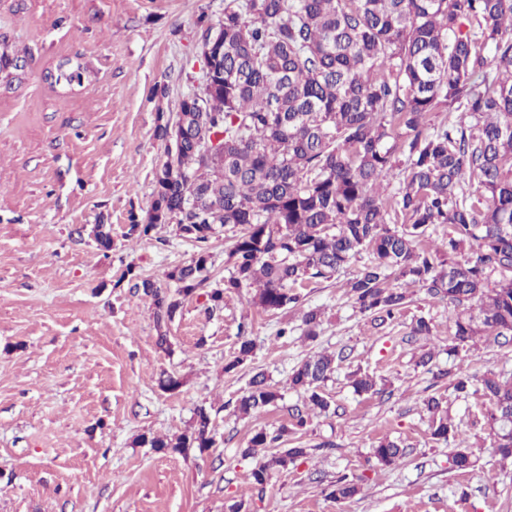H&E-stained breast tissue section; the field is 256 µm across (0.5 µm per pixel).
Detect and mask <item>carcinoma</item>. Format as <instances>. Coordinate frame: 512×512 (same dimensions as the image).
Listing matches in <instances>:
<instances>
[{"instance_id":"carcinoma-1","label":"carcinoma","mask_w":512,"mask_h":512,"mask_svg":"<svg viewBox=\"0 0 512 512\" xmlns=\"http://www.w3.org/2000/svg\"><path fill=\"white\" fill-rule=\"evenodd\" d=\"M212 49V75L184 97L176 120L157 113L155 137L165 143L155 189L144 215L130 214L128 235L148 236L175 224L199 251L167 273L174 293L142 279L155 307L160 347L163 328L182 299L203 288L206 244L215 226L236 227L224 288L205 292L207 310L224 294L257 288L265 311L294 309L296 286L332 281L353 261L369 258L342 283L352 306L382 326L412 302L407 287L448 304L452 356L491 340L512 346V0H227ZM448 113L433 126L429 116ZM180 131L176 151L167 146ZM222 134L223 150L202 153ZM402 176L392 195L383 182ZM441 225V246L423 245ZM100 249L112 248L109 224L95 226ZM323 311L302 316V335H319ZM240 337L224 365L230 372L251 356ZM346 360L319 352L295 366L289 385L303 392L290 426L261 429L242 450L275 448L248 474L263 486L273 469L288 470L307 455L281 447L287 432L306 430L331 410L323 387ZM457 397L480 396L483 418L501 459H512V374L477 377L455 365L433 373ZM359 396L385 393L386 383L351 373ZM279 393L255 374L236 411L256 417L277 405ZM431 436L455 440L457 430L435 395L423 400ZM140 444L158 452H204L214 444L209 412L200 407L185 433L144 434ZM405 456L397 441L373 448L382 466ZM477 458L458 444L452 466L467 471ZM359 480L342 475L331 496L350 499Z\"/></svg>"}]
</instances>
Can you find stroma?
<instances>
[{
	"label": "stroma",
	"mask_w": 512,
	"mask_h": 512,
	"mask_svg": "<svg viewBox=\"0 0 512 512\" xmlns=\"http://www.w3.org/2000/svg\"><path fill=\"white\" fill-rule=\"evenodd\" d=\"M223 14L224 0H0V48L22 65L0 73V512H512V464L493 446L481 399H453L416 364L429 352L442 368L512 373V348L481 341L449 359L448 305L423 289L377 329L345 289L301 287L287 316L297 326L304 308L322 307L313 341L297 329L277 337L287 316L255 305V289L225 295L213 313L193 295L166 327L168 348L158 346L152 300L123 274L172 289L168 271L197 247L173 224L128 236V216L152 201L164 155L157 114L175 116L201 87L202 31ZM67 61L82 81L54 83ZM101 223L112 227L108 251L92 232ZM419 315L433 334L412 341ZM243 327L253 355L225 372ZM322 351L346 354L324 387L337 413L313 418L296 467L252 484L243 449L257 430L288 424L302 402L288 373ZM358 368L390 380L391 394L356 395L346 375ZM258 372L282 398L239 417L235 403ZM165 373L181 378L177 391L160 388ZM433 392L447 397L474 470L453 469V444L432 438L423 401ZM201 407L212 448L140 444L145 433L186 431ZM385 438L404 446L399 465L371 460ZM344 473L361 476V491L339 502L329 484Z\"/></svg>",
	"instance_id": "obj_1"
}]
</instances>
